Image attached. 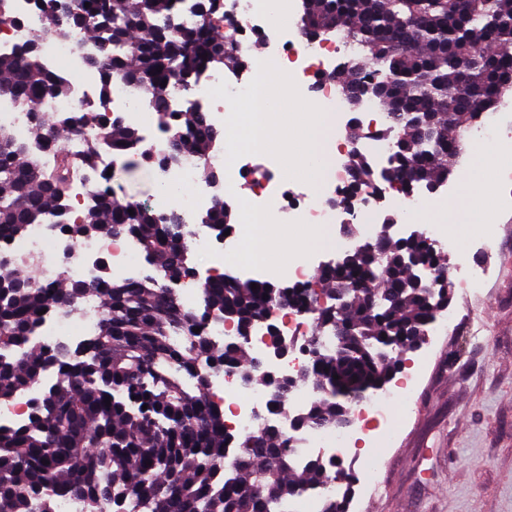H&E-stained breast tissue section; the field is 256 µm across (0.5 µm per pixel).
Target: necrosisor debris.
I'll return each mask as SVG.
<instances>
[{
  "label": "necrosis or debris",
  "mask_w": 512,
  "mask_h": 512,
  "mask_svg": "<svg viewBox=\"0 0 512 512\" xmlns=\"http://www.w3.org/2000/svg\"><path fill=\"white\" fill-rule=\"evenodd\" d=\"M258 0H224L221 14L214 22L222 33L231 34L239 46L243 65L227 71L213 70L202 75L193 87L191 98L175 95L169 100V109L183 111L187 103H194L205 112L211 125L223 123L226 110L244 97L253 96L257 89V64L252 54L254 47H262L265 55L281 58L289 69L291 93L297 99H314L327 111L333 112L337 129L361 128L362 134L355 144L346 140H330L338 159L325 177L318 192L293 194L275 174L276 159L264 155L263 173L259 188L251 196L239 197L238 175L244 174V162L252 153L243 150L231 153L221 146L212 147L206 160L192 153H184L173 165L162 164L161 159L169 147L168 131L159 124H145L151 113L150 104L121 76H113L112 91L107 102L98 103L94 95L98 88L96 72L88 65L98 46L88 39L84 31L76 30L66 38L48 33L47 21L41 17L34 0H0V13L10 22L0 25V54L13 52L31 40H38L40 56L46 71L58 77L67 87L66 94L43 99L39 109L53 117L57 123L69 125L88 114L119 116L125 124L144 126L146 136L137 145V153L149 154V166L159 181L165 184H188L194 193L189 200L174 201L170 197H156L151 205L158 213L178 212L189 232L188 250L197 267L198 281L221 272L225 264H233L240 272L259 283L276 278L308 288L315 265L310 258L299 256L285 264L253 261L245 256V243L249 230L233 228L221 244H214L213 230L200 220L202 210L208 209L214 199L236 201L238 208L267 215L276 224H338L341 210L338 199L354 194L355 202L349 214L362 224L366 237H374L382 214L397 213L411 207L452 206L456 201V180L440 184L426 194L411 193L398 196L384 184L355 185L348 171L345 157L349 149L358 152L377 168H384L391 154V145L378 130V117L383 112L380 102L362 101L358 114H350L349 107L337 91V76L351 55L341 31L332 30L318 37H310L292 19L299 9L298 0H285L288 20L274 21L257 5ZM0 132H5L23 143L26 158L41 168H51L54 151L44 148L35 130L29 112L16 101L0 96ZM222 172L223 180L206 183L199 180L200 166ZM117 160L109 145L99 149L96 169L78 168L72 177L71 190L65 201L64 214L49 215L45 223L28 225L26 230L11 240L0 243L13 264L24 266L34 279L42 284H55L61 280L97 281L95 264L105 261L107 274L112 279L138 282L142 274L138 260L142 254L139 242L130 236H90L73 242L64 239L60 226L79 222L97 191L102 188V172L116 169ZM424 234L438 251L454 254V269L460 284L467 292H478L482 287L484 269L471 262L457 243L438 225H431ZM101 312L99 294L84 295L76 309L53 310L43 315L34 333L16 349L17 356H25L32 349L56 345H78L96 334ZM316 321L315 311H297L292 306L275 308L271 321L255 324L249 345L264 356L267 374L276 379H294L288 399L279 409L269 406V389L243 382L232 369L220 368L209 373V392L212 399L226 411L224 423L229 431L238 435H251L264 425L274 426L292 439L298 459L325 454L330 465L340 466L352 461L356 485L365 491L376 490L380 484L382 458L379 447L391 437V425L385 411L390 402L404 403L418 378V367L402 373L394 385L362 397L351 407L355 419L353 426L339 428L333 424L295 428L293 421L303 415L318 397L314 387L297 382L300 368L306 367L310 355L305 341L312 337ZM289 344L287 356L270 355L272 338ZM53 372L47 371L17 393L8 402L0 404V427L12 428L24 423L35 403L53 383Z\"/></svg>",
  "instance_id": "1"
}]
</instances>
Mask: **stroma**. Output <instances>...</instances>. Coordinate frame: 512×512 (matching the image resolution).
I'll use <instances>...</instances> for the list:
<instances>
[{"instance_id": "obj_1", "label": "stroma", "mask_w": 512, "mask_h": 512, "mask_svg": "<svg viewBox=\"0 0 512 512\" xmlns=\"http://www.w3.org/2000/svg\"><path fill=\"white\" fill-rule=\"evenodd\" d=\"M127 199L157 196L151 168L120 157ZM486 269L479 294L452 288L455 322L410 352L421 374L382 453L383 486L358 512H512V206L468 240Z\"/></svg>"}]
</instances>
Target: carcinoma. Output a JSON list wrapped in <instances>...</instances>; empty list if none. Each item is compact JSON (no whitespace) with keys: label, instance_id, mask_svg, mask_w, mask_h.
<instances>
[{"label":"carcinoma","instance_id":"cac0c4a2","mask_svg":"<svg viewBox=\"0 0 512 512\" xmlns=\"http://www.w3.org/2000/svg\"><path fill=\"white\" fill-rule=\"evenodd\" d=\"M179 2H37L59 37L81 28L101 47L117 49L89 59L100 74V96L108 99L112 74L122 73L151 100L162 123L173 122V152L161 159L166 165L183 151L205 159L216 139L191 99L185 111L168 112L171 95L189 94L208 69L241 64L234 44L212 23L220 0H196L202 21L194 27L161 24ZM301 25L311 35L341 30L367 61L364 80L380 86L386 113L382 133L395 143L384 182L402 193L448 180L463 153L462 132L512 90V0H304ZM65 91L44 69L37 42L0 55V96L32 110L37 99ZM34 120L59 164L49 173L28 168L25 146L0 133V242L43 223L67 197L72 161L61 146L64 132L50 117L36 112ZM87 121L101 126L121 153L141 140L117 116ZM348 165L357 181L374 183L376 171L362 155H348ZM203 222L220 236L234 224V212L218 200ZM62 229L72 241L131 234L163 278L183 272L186 239L172 234L150 206L116 200L110 185L80 222ZM408 252L435 272L430 286L412 279L403 261ZM448 268L447 257L427 239L404 243L382 230L377 241L349 251L341 266L319 273L325 290L341 289L351 303L342 313L330 306L318 313L311 366L298 380L316 382L321 397L300 417L302 425L347 424L350 407L336 403V394L380 390L393 379L395 363L379 354L424 340L429 320L448 306L453 283H441ZM251 286L230 274L212 278L201 285L203 312L190 314L153 276L135 284L104 276L94 284L56 286L0 266V400L44 371L55 372L30 419L0 428V512H54L58 499L71 496L84 502L85 512H275L320 486L323 464L297 462L289 441L272 427L243 438L240 451L228 457L233 438L224 429V410L207 399L206 366H230L246 383L269 387L274 405L288 395V380L270 378L250 356L248 338L261 313L280 304L302 310L305 297L275 284ZM93 291L104 307L95 338L14 355L38 311L71 308ZM211 314L235 321L238 344L210 346L202 328ZM338 329L341 347L323 351L320 336ZM337 484L340 498L326 501L322 512H345L352 474L338 469Z\"/></svg>","mask_w":512,"mask_h":512}]
</instances>
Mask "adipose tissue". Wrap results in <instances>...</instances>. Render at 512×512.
Here are the masks:
<instances>
[{
    "mask_svg": "<svg viewBox=\"0 0 512 512\" xmlns=\"http://www.w3.org/2000/svg\"><path fill=\"white\" fill-rule=\"evenodd\" d=\"M287 81L288 72L280 61L262 60L256 98L236 104L235 123L224 146L270 149L280 156L286 174L302 176L315 187L329 166L325 147L335 133V118L319 105L296 101L287 91ZM481 152L467 170V184L457 208L449 214H420L418 222L450 224L464 239L476 231V217L492 220L493 207L487 197L496 173L484 160L485 155L491 154V147H482Z\"/></svg>",
    "mask_w": 512,
    "mask_h": 512,
    "instance_id": "adipose-tissue-1",
    "label": "adipose tissue"
}]
</instances>
